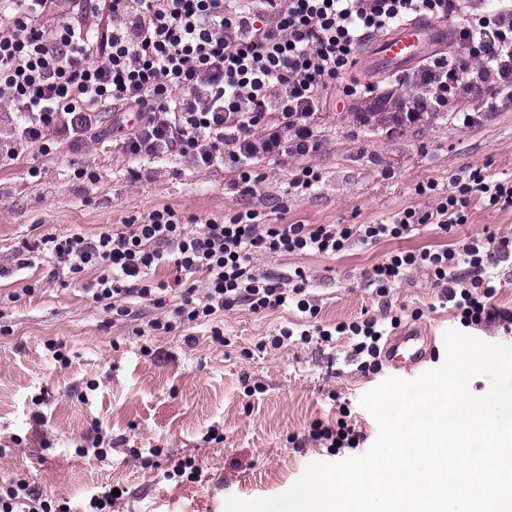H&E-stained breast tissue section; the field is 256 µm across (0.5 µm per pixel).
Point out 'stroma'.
Listing matches in <instances>:
<instances>
[{
	"label": "stroma",
	"mask_w": 512,
	"mask_h": 512,
	"mask_svg": "<svg viewBox=\"0 0 512 512\" xmlns=\"http://www.w3.org/2000/svg\"><path fill=\"white\" fill-rule=\"evenodd\" d=\"M375 109L370 99L328 97L318 120L321 149L284 168L258 162L261 179L249 194L232 189L230 168L178 156L136 160L107 141H51L46 151L0 159V485L26 480L78 512L92 494L115 486L122 494L112 512H224L228 497L279 495L309 463L335 461L309 433L313 422L335 418L342 401L365 436L361 450H369L377 425L359 401L389 371H357L350 340L262 351L261 340L304 318L293 309L241 307L224 313V343L213 342L205 325L157 335L148 327L157 314L149 303L116 320L92 300L85 287L98 270L73 276L42 257L23 265L17 246L48 233L94 237L165 207L193 230L246 210L269 224H376L405 209L432 210L465 168L512 178V103L467 124L426 119L394 129L360 123V113ZM302 164L322 179L295 194L288 182ZM33 167L38 177L29 176ZM427 183L436 194H418ZM491 232L512 236V208L472 196L454 240ZM443 242L426 226L335 256L279 253L256 264L280 275L303 269L322 322L400 317L402 329L434 337L439 365L443 335L462 326L426 273H408L384 304L365 289L364 276L389 253ZM213 427L223 442L206 441ZM98 436L110 445L106 458L78 456ZM185 459L198 466V482L164 479Z\"/></svg>",
	"instance_id": "obj_1"
}]
</instances>
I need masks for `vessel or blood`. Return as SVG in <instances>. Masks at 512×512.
Segmentation results:
<instances>
[{"label": "vessel or blood", "mask_w": 512, "mask_h": 512, "mask_svg": "<svg viewBox=\"0 0 512 512\" xmlns=\"http://www.w3.org/2000/svg\"><path fill=\"white\" fill-rule=\"evenodd\" d=\"M447 41L446 23L415 20L382 37L369 63L375 71L397 73L418 61L422 43L444 44ZM383 356L397 378L409 380L422 371L427 352L420 336L403 331L388 338Z\"/></svg>", "instance_id": "b4317fda"}]
</instances>
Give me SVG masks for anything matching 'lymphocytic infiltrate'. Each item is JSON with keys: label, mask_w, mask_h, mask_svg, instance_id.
<instances>
[{"label": "lymphocytic infiltrate", "mask_w": 512, "mask_h": 512, "mask_svg": "<svg viewBox=\"0 0 512 512\" xmlns=\"http://www.w3.org/2000/svg\"><path fill=\"white\" fill-rule=\"evenodd\" d=\"M470 0H0V102L17 122L6 145L11 157L44 147L48 139L99 141L103 115L112 114L118 146L132 158H191L233 169L234 186L253 191L254 163L287 165L320 150L316 119L328 91L370 97L372 85L349 80L357 53L373 35L419 19L456 14L458 54H435L405 80L412 93L401 107L408 121L426 112H455L479 98L491 112L512 99V0L484 14L466 15ZM435 209H406L378 224H263L247 210L210 221L196 232L165 208L146 222L94 237L49 233L23 242L18 254L50 255L69 273L96 268L94 302L123 318L135 301L160 307L149 327L158 335L218 324L225 311L253 313L295 307L314 330L281 328L272 347L307 342L310 335L352 341L359 371L380 366L390 321L369 317L332 326L320 313L297 270L285 277L260 271L265 254L313 251L334 255L352 242L401 239L425 224L444 235L467 223L472 196L512 208V181L490 180L468 168ZM512 259V237L489 234L457 247L401 251L375 264L368 285L376 296L412 269L426 271L463 324H512L495 307L489 268ZM171 266L172 283H155L153 268ZM181 291L163 309L161 291ZM0 512H65L63 504L17 481L0 492Z\"/></svg>", "instance_id": "lymphocytic-infiltrate-1"}]
</instances>
